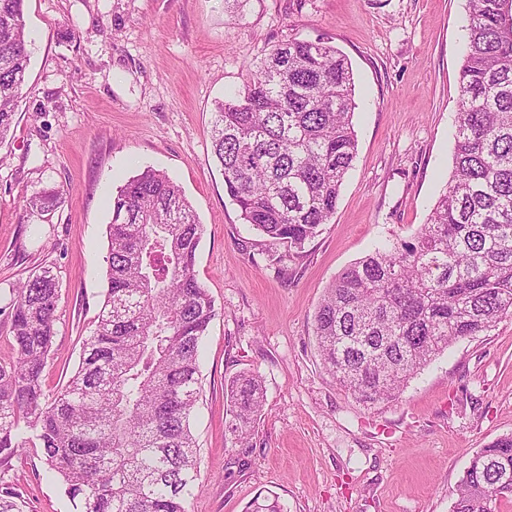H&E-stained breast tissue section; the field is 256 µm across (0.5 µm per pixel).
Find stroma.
I'll return each mask as SVG.
<instances>
[{"label":"stroma","mask_w":512,"mask_h":512,"mask_svg":"<svg viewBox=\"0 0 512 512\" xmlns=\"http://www.w3.org/2000/svg\"><path fill=\"white\" fill-rule=\"evenodd\" d=\"M467 0H27L30 65L0 145V355L13 288L59 279L45 393L76 371L107 288V226L120 186L164 171L203 233L195 270L216 309L204 341L192 432L200 486L189 512H451L473 453L512 433V317L461 339L368 408L317 353L325 288L387 241L425 224L453 167ZM329 42L351 63L358 151L335 214L303 249L271 245L224 191L211 143L214 103L287 40ZM55 194L45 212L28 198ZM260 375L266 404L251 445L225 430L224 385ZM41 451L0 462L20 512H76Z\"/></svg>","instance_id":"35a3bbf8"}]
</instances>
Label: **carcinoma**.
<instances>
[{
    "mask_svg": "<svg viewBox=\"0 0 512 512\" xmlns=\"http://www.w3.org/2000/svg\"><path fill=\"white\" fill-rule=\"evenodd\" d=\"M25 0H0V142L30 57ZM453 171L410 240L347 267L314 315L323 368L357 402L399 398L410 378L460 338L512 317V0H467ZM215 105L213 153L241 219L301 249L336 212L357 153L351 63L321 41L286 40L250 64ZM180 186L147 169L112 200L107 289L75 375L45 400L59 283L42 267L16 288L11 356L0 358V460L39 447L77 512H188L200 460L191 418L214 303L195 271L202 234ZM227 432H255L259 377L225 386ZM512 496V434L473 454L452 512H494ZM246 512H283L257 496Z\"/></svg>",
    "mask_w": 512,
    "mask_h": 512,
    "instance_id": "cac0c4a2",
    "label": "carcinoma"
}]
</instances>
